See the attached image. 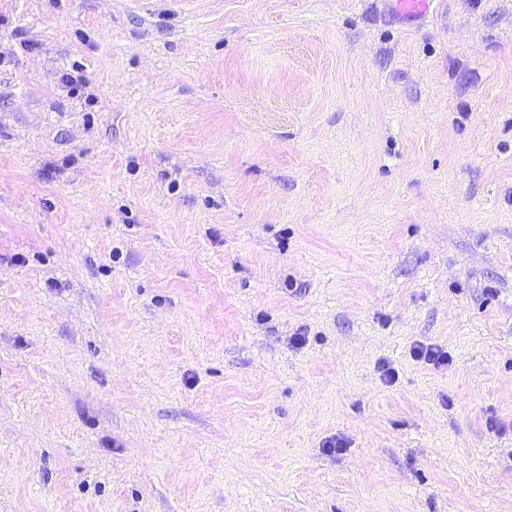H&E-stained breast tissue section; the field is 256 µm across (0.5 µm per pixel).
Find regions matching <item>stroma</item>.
<instances>
[{"label": "stroma", "instance_id": "35a3bbf8", "mask_svg": "<svg viewBox=\"0 0 512 512\" xmlns=\"http://www.w3.org/2000/svg\"><path fill=\"white\" fill-rule=\"evenodd\" d=\"M0 512H512V0H0Z\"/></svg>", "mask_w": 512, "mask_h": 512}]
</instances>
